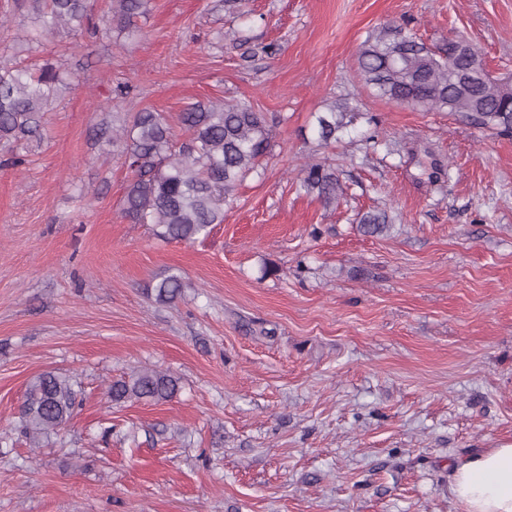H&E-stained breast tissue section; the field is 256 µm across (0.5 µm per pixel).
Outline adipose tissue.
Instances as JSON below:
<instances>
[{
  "mask_svg": "<svg viewBox=\"0 0 512 512\" xmlns=\"http://www.w3.org/2000/svg\"><path fill=\"white\" fill-rule=\"evenodd\" d=\"M450 491L462 512H512V444L456 463Z\"/></svg>",
  "mask_w": 512,
  "mask_h": 512,
  "instance_id": "adipose-tissue-1",
  "label": "adipose tissue"
}]
</instances>
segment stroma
I'll return each mask as SVG.
<instances>
[{
    "label": "stroma",
    "mask_w": 512,
    "mask_h": 512,
    "mask_svg": "<svg viewBox=\"0 0 512 512\" xmlns=\"http://www.w3.org/2000/svg\"><path fill=\"white\" fill-rule=\"evenodd\" d=\"M246 8L151 0L135 36L31 50L28 0H0V66L49 59L72 82L23 165L0 152V512H461L451 464L512 443V136L376 98L355 58L394 22L433 45L464 36L512 77V0ZM243 98L273 147L223 223L193 242L128 223L98 104L174 125L185 102ZM335 104L356 131L325 146L314 115ZM315 162L339 173L332 205L299 187ZM371 209L390 233L357 232ZM172 273L182 296L156 303ZM142 367L177 394L112 404ZM49 371L77 378L81 404L35 448L19 407ZM184 288H186V285L181 276L178 274H170L162 278L155 286L147 291L154 296L156 302L169 304L182 295Z\"/></svg>",
    "instance_id": "stroma-1"
}]
</instances>
